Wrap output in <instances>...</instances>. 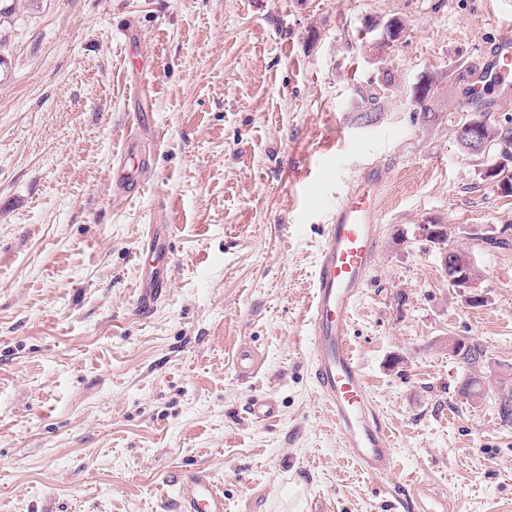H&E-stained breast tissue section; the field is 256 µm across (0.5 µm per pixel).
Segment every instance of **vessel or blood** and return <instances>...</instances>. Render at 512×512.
I'll return each mask as SVG.
<instances>
[{
    "mask_svg": "<svg viewBox=\"0 0 512 512\" xmlns=\"http://www.w3.org/2000/svg\"><path fill=\"white\" fill-rule=\"evenodd\" d=\"M481 64L479 82L465 84V100L472 107L484 105L486 85H502L512 78L511 31L501 33L483 49ZM124 156L125 163L117 166L112 177V191L118 196L134 188L133 172L148 164L146 149L135 141H128ZM384 175L380 167H362L322 226L305 336L315 391L332 414L342 446L371 476L388 472L394 446L348 334L356 302L378 262V203ZM143 251L148 260L137 283V306L147 313L166 297L169 288L168 225L150 228ZM276 412V402L268 397L252 399L247 408L256 423ZM175 489L178 512H225L224 493L206 470L180 476ZM406 504L409 512H458L455 502L423 482L408 484Z\"/></svg>",
    "mask_w": 512,
    "mask_h": 512,
    "instance_id": "b4317fda",
    "label": "vessel or blood"
}]
</instances>
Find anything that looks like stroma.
Returning a JSON list of instances; mask_svg holds the SVG:
<instances>
[{
  "instance_id": "1",
  "label": "stroma",
  "mask_w": 512,
  "mask_h": 512,
  "mask_svg": "<svg viewBox=\"0 0 512 512\" xmlns=\"http://www.w3.org/2000/svg\"><path fill=\"white\" fill-rule=\"evenodd\" d=\"M0 3V512H176L171 479L195 467L227 512H402L414 479L460 512H512V249L473 251V305L416 233L512 224V193L452 133L460 74L512 29V0ZM391 17L405 30L386 46ZM428 73L445 96L424 123ZM133 134L149 174L117 197ZM365 165L386 173L381 254L349 343L392 432L381 477L342 448L305 345L322 226ZM151 224L170 227V288L144 315ZM452 336L487 352L482 398L460 395ZM243 346L263 359L246 379ZM259 396L279 406L261 424ZM420 81V80H419ZM418 81V82H419ZM413 86V88L418 84ZM441 82L433 75L424 76L423 80L415 87L412 92V98L415 102L416 116L421 121H429L430 118L436 117L435 104L438 101L439 92L441 90ZM276 402L269 397H257L251 400L247 413L255 423H263L277 413Z\"/></svg>"
}]
</instances>
